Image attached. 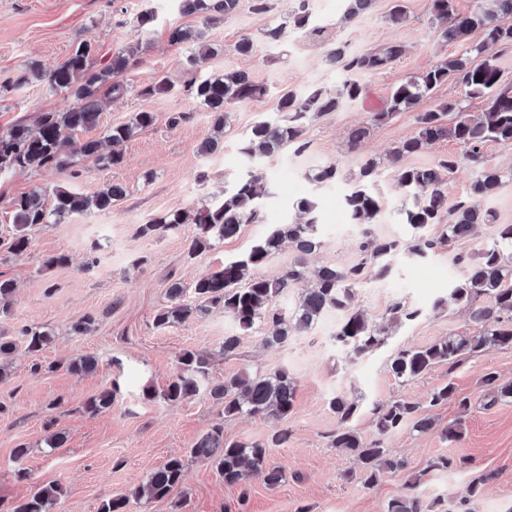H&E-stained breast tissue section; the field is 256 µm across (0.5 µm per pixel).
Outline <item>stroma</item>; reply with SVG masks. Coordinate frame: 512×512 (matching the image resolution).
Masks as SVG:
<instances>
[{"label":"stroma","instance_id":"obj_1","mask_svg":"<svg viewBox=\"0 0 512 512\" xmlns=\"http://www.w3.org/2000/svg\"><path fill=\"white\" fill-rule=\"evenodd\" d=\"M408 19L391 24L387 15L393 0H373L354 22L343 19L345 0H308L311 27L287 29L282 46L265 43L262 31L280 23L298 0H274V8L257 15L248 8L222 20L205 23L203 16L186 14L178 0H0V81L37 61L46 66L62 63L75 38L89 40L97 58L108 61L112 53L137 47V63L123 77L127 91L102 113L99 127L76 133L75 143L102 137L105 128L128 122L135 113L150 111L155 123L142 129L124 146L125 162L107 168L94 159L84 160L78 178L53 168L14 170L0 174V236L12 232L11 217L17 197L40 187L64 186L93 192L118 183L126 197L106 212L73 214L58 223L30 229V245L20 254L0 251V278L14 280L17 290L0 313V334L12 339L17 351L6 381L0 382V512L37 487L57 483L64 493L51 512H99L103 501L129 494L169 456L185 461L182 483L167 497L131 501L128 512H386L398 496L408 474L426 471V501H441L447 512H512V399L493 400L482 378L490 371L512 379V347L492 348L468 357L455 368L434 366L423 376L404 380L392 373L389 362L399 349L431 344L451 334H472L474 326L465 306L449 301L448 291L466 273L454 262V253L477 256L498 237V227L512 224V147L491 143L484 156L489 167L502 174L495 194L482 203L494 215L479 225L475 235L438 249L418 262L397 256L388 279L367 273L355 288L354 307L373 323L385 325V343L379 349L354 356L338 345L335 334L345 315L331 310L307 333L289 337L278 349L263 347L262 326L240 332L237 355L223 351L227 334L238 332L235 321L216 310L164 329L154 317L166 306L169 279H178L186 302H193L195 280L224 261L238 257L263 238L271 225L296 217L301 198L317 199L320 210L321 248L307 264L344 267L359 257V225L350 223L343 198L350 181L366 159L380 162L373 185L381 211L373 226L377 235L408 242L409 225L401 212L410 199L397 182L390 151L416 132L415 115L395 113L387 122L368 126V114L381 108L391 89L408 77L422 73L460 47L440 40L428 11V0H404ZM152 11L150 27H138L136 17ZM205 28L218 52L203 63L188 61L185 45L170 43L174 27ZM253 48L243 55L235 50L243 37ZM399 40L406 55L381 73L366 77L364 101L346 106L306 123L303 139L308 147L297 155L285 149L260 161L248 160L242 142L261 117H276L281 92L307 84L335 86L341 74L327 58L329 49L345 44L350 50L378 48ZM227 70H243L267 85L268 94L234 108L224 128V147L204 156L198 147L214 136L209 112L187 96L141 97L139 91L154 76L176 86ZM61 96L45 85L33 84L0 92V129L17 122L33 123L39 113L62 109ZM174 112L190 113V120L170 127ZM368 126L363 145L348 146V135ZM453 155L459 166L448 182V200L469 196L475 178L464 148L451 140L429 145L404 158L413 167L433 166ZM335 164L340 177L319 184L311 179L316 168ZM260 168L273 183L276 194L264 205L258 224L241 225L231 238L214 241L196 258H188L187 243L195 227L184 224L165 237H143L140 224L157 215L194 204L220 201L224 190L251 168ZM206 173L198 182V173ZM67 256L64 266L48 265L53 256ZM444 306H437V299ZM420 309L412 321L392 314L395 303ZM95 320L93 329L75 334L73 324L85 316ZM37 328L50 332V342L29 353L20 331ZM186 350L206 352L209 379L223 381L230 375L249 377L285 368L295 380L293 409L283 421L288 440L271 449L270 465L281 467L286 477L275 487L254 476L247 485L228 486L215 466L189 456L192 444L213 426L224 428L230 441L263 443L275 426L271 419L241 414L225 416L221 405L207 391L177 403L145 399L146 389L165 388L177 371V358ZM95 356V372L77 376L67 371V361ZM454 383L458 398L436 407L435 429L420 433L412 426L388 435L385 446L406 467L384 472L371 487L348 481L347 472L358 470L352 454L331 448L329 440L339 426L329 406L337 395L358 401L352 421L362 437L376 435L371 410L397 399L426 404L430 393ZM118 393L110 410L91 415L84 406L89 398L109 388ZM467 399L461 409L458 399ZM462 419L463 435L451 441L441 433L449 421ZM64 432L62 447L46 444L49 430ZM25 446L27 455L15 460L14 450ZM441 456L471 460L470 468L428 471ZM26 469L27 479L16 476ZM487 475L482 494L467 500L466 490L477 476Z\"/></svg>","mask_w":512,"mask_h":512}]
</instances>
